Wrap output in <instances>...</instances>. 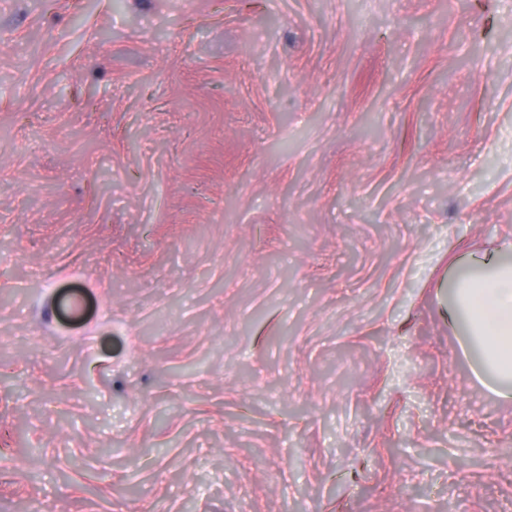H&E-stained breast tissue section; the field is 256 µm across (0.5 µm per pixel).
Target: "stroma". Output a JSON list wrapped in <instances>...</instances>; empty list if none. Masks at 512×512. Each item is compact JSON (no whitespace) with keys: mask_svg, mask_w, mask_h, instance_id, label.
Masks as SVG:
<instances>
[{"mask_svg":"<svg viewBox=\"0 0 512 512\" xmlns=\"http://www.w3.org/2000/svg\"><path fill=\"white\" fill-rule=\"evenodd\" d=\"M510 233L512 0H0V512H512ZM490 270L459 278L450 316L464 320V343L477 352L481 371L500 382L499 390H491L507 398L512 391V263L499 261Z\"/></svg>","mask_w":512,"mask_h":512,"instance_id":"35a3bbf8","label":"stroma"}]
</instances>
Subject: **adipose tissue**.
<instances>
[{
    "label": "adipose tissue",
    "mask_w": 512,
    "mask_h": 512,
    "mask_svg": "<svg viewBox=\"0 0 512 512\" xmlns=\"http://www.w3.org/2000/svg\"><path fill=\"white\" fill-rule=\"evenodd\" d=\"M505 259L483 275L462 276L452 318L465 322L464 342L478 354L483 373L499 381L498 394L512 395V239L498 248Z\"/></svg>",
    "instance_id": "obj_1"
}]
</instances>
